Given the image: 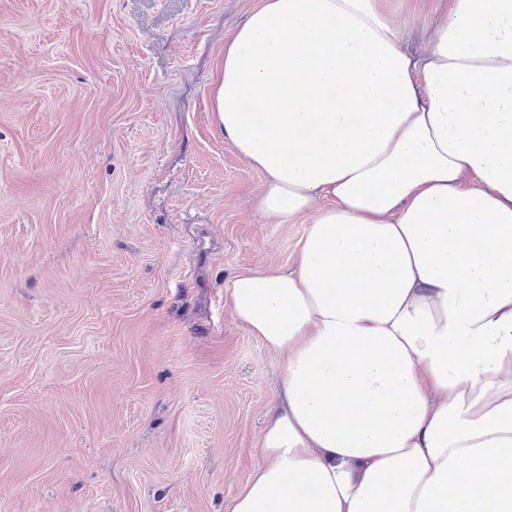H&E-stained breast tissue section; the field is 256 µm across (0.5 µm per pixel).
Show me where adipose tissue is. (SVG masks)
Wrapping results in <instances>:
<instances>
[{"label": "adipose tissue", "instance_id": "ef3b65f1", "mask_svg": "<svg viewBox=\"0 0 512 512\" xmlns=\"http://www.w3.org/2000/svg\"><path fill=\"white\" fill-rule=\"evenodd\" d=\"M391 0H258L217 125L310 219L236 275L282 399L229 512H512V0H448L427 47Z\"/></svg>", "mask_w": 512, "mask_h": 512}]
</instances>
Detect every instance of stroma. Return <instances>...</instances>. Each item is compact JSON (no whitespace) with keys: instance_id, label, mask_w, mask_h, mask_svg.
<instances>
[{"instance_id":"obj_1","label":"stroma","mask_w":512,"mask_h":512,"mask_svg":"<svg viewBox=\"0 0 512 512\" xmlns=\"http://www.w3.org/2000/svg\"><path fill=\"white\" fill-rule=\"evenodd\" d=\"M258 0H0V512H229L279 399L237 274L308 217L254 205L218 128ZM405 48L444 21L394 0Z\"/></svg>"}]
</instances>
